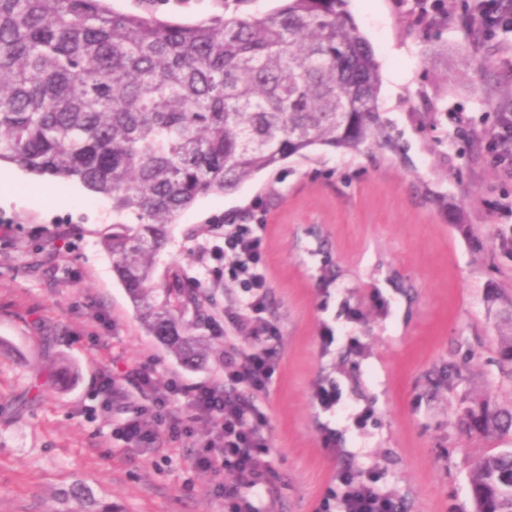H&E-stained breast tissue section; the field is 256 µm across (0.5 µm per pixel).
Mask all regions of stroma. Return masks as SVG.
I'll return each mask as SVG.
<instances>
[{
  "label": "stroma",
  "mask_w": 512,
  "mask_h": 512,
  "mask_svg": "<svg viewBox=\"0 0 512 512\" xmlns=\"http://www.w3.org/2000/svg\"><path fill=\"white\" fill-rule=\"evenodd\" d=\"M278 5L156 2L193 20ZM463 5L451 0L427 26L414 0H348L379 65L395 147H320L207 195L156 258L158 280L193 284L220 320L235 296L215 273L222 227H265L269 316L282 339L258 406L278 512H315L344 466L375 471L404 512H473L474 461L512 449V434L468 437L455 424L480 395L512 406L492 302L512 293V256L498 240L512 225V180L483 138L497 113H512V31L482 37L462 24ZM111 223L109 202L76 183H50L38 203H0V512H53L78 479L110 512H224L220 474L194 466L204 417L178 438L154 422L146 445L124 430L152 420L170 381H223L224 336L201 328L214 353L191 370L146 335L100 243ZM62 362L72 376L60 386L49 373ZM141 363L153 370L146 388L126 377ZM108 375L124 396L107 411ZM320 385L339 388L338 406H318ZM326 432L338 448L323 447Z\"/></svg>",
  "instance_id": "1"
}]
</instances>
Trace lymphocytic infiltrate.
Segmentation results:
<instances>
[{
	"label": "lymphocytic infiltrate",
	"instance_id": "1",
	"mask_svg": "<svg viewBox=\"0 0 512 512\" xmlns=\"http://www.w3.org/2000/svg\"><path fill=\"white\" fill-rule=\"evenodd\" d=\"M468 22L483 36L512 25V0H471ZM485 142L497 166L512 178V113L502 112L485 132ZM216 255L224 262V281L237 288L233 303L224 308V382L184 387L173 383L156 404L165 410L173 435L188 432L180 411L170 409L171 398L186 396L190 405L207 415L212 426L200 440L197 468L230 474L219 484L224 512H275L278 491L271 481L270 421L257 402L268 397L278 361L268 341L280 330L268 316L269 271L265 227L228 224ZM341 495L326 491L316 512H401L393 494L376 479L355 476L346 467L336 472Z\"/></svg>",
	"mask_w": 512,
	"mask_h": 512
}]
</instances>
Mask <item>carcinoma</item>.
<instances>
[{
	"instance_id": "obj_1",
	"label": "carcinoma",
	"mask_w": 512,
	"mask_h": 512,
	"mask_svg": "<svg viewBox=\"0 0 512 512\" xmlns=\"http://www.w3.org/2000/svg\"><path fill=\"white\" fill-rule=\"evenodd\" d=\"M346 2L181 21L111 0H0V162L111 200L102 245L146 333L187 367L205 355L207 317L196 289L156 280L171 225L319 146L390 140L378 64ZM498 301L512 364V297ZM461 426L507 434L512 408L481 400ZM469 482L474 512H512V451L478 457ZM64 497L110 512L81 482Z\"/></svg>"
}]
</instances>
